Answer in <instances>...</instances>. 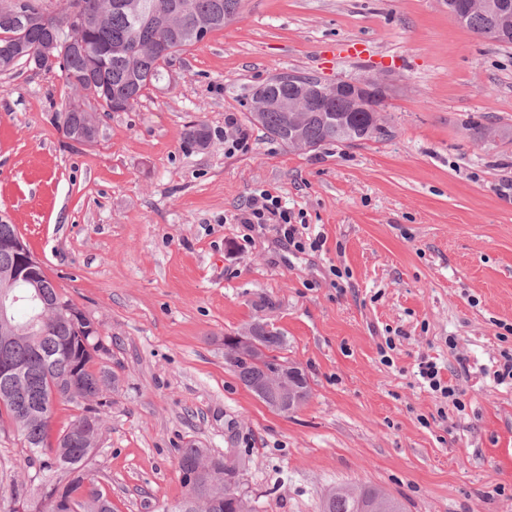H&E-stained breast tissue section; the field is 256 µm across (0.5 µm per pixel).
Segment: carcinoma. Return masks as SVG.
Listing matches in <instances>:
<instances>
[{
	"label": "carcinoma",
	"mask_w": 512,
	"mask_h": 512,
	"mask_svg": "<svg viewBox=\"0 0 512 512\" xmlns=\"http://www.w3.org/2000/svg\"><path fill=\"white\" fill-rule=\"evenodd\" d=\"M17 4L27 16L22 25H15L9 16L0 13V72L18 66L34 67L27 63L28 50L50 34L52 13L43 0H17ZM241 6L242 0H112V10L104 22L78 31L89 45V55L73 53L66 42L60 43L55 67L74 74L78 82H67L75 98L56 116L58 128L66 136L95 135L99 132L95 114L83 107V101L96 102L104 112L132 109L150 86L164 78L173 56L200 43L191 29L204 26L210 33L221 30L240 17ZM491 27L487 13L471 14L466 21L467 29L497 43L499 39L490 34ZM159 40L167 42L169 53L146 50ZM318 84V80L306 76L288 82L278 77L267 82L252 94L254 99L265 98L266 108L250 113L249 121L291 148L305 143L316 150L330 142L356 143L385 136L386 128L377 125L374 113L362 108L352 112L345 100L334 96L317 101L311 96V86ZM284 103L298 105L301 111L287 112L282 108ZM182 138L187 145L205 149L211 136L207 125L197 123L187 126ZM38 312L34 308L22 318L12 316L17 334L8 349L0 348V364L10 361L25 365L27 370L20 376H0V409L6 411L19 432L29 463L38 465L35 477L41 479L45 492L68 502L70 512H115L89 470L101 426L100 394L111 376L89 369L92 355L83 344H94L95 337L79 336L65 324L43 335L27 330ZM248 332L255 341L250 350L224 351L225 363L242 384L251 389L271 374L293 375L301 382L304 397H309L305 373L281 355L287 345L285 336L260 322L252 324ZM63 337L70 351L80 357L73 381L75 398H56L51 393V380L56 378L54 359L60 357L59 339ZM77 398L84 402L83 412L74 416L56 442H51L55 405ZM177 453L182 476L196 477L187 493L205 499L209 512H236L235 502L243 489L238 475L246 471L245 461L194 443L177 449ZM322 512H403V507L375 486L360 488L357 496L348 487L336 486L325 493Z\"/></svg>",
	"instance_id": "1"
}]
</instances>
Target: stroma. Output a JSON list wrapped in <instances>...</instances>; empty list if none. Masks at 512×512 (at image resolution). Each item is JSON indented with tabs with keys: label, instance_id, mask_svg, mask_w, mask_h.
<instances>
[{
	"label": "stroma",
	"instance_id": "stroma-1",
	"mask_svg": "<svg viewBox=\"0 0 512 512\" xmlns=\"http://www.w3.org/2000/svg\"><path fill=\"white\" fill-rule=\"evenodd\" d=\"M363 53L341 55V43ZM99 135L66 138L60 71L0 73V221L16 225L58 292L100 330L103 390L90 462L118 512H165L186 494L177 451L248 459L258 512H321L326 490L376 486L406 512H512V47L480 38L443 0H245L242 18L176 55ZM302 74L387 76V134L291 150L248 121L254 90ZM248 147L224 145L228 120ZM211 130L183 144L185 125ZM260 190L303 213L320 251L234 216ZM349 271L334 287L330 266ZM273 300L274 308L263 305ZM263 319L311 396L278 412L224 362V337ZM394 337V363L377 352ZM437 362L464 411L439 406L417 363ZM444 409L445 419L435 416ZM0 419V512H28L34 480Z\"/></svg>",
	"mask_w": 512,
	"mask_h": 512
}]
</instances>
